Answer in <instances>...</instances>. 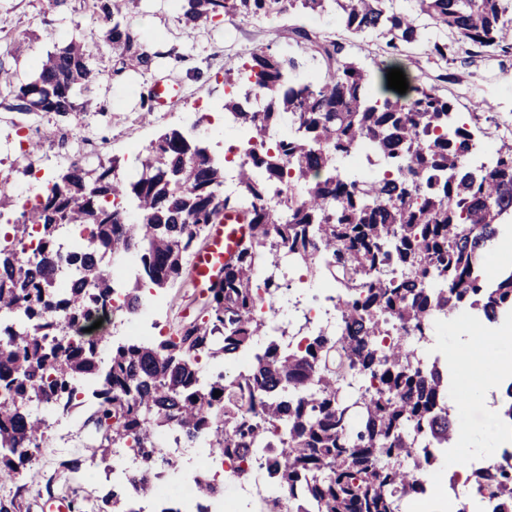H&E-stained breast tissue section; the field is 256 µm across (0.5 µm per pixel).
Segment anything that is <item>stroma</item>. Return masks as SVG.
<instances>
[{"instance_id":"stroma-1","label":"stroma","mask_w":512,"mask_h":512,"mask_svg":"<svg viewBox=\"0 0 512 512\" xmlns=\"http://www.w3.org/2000/svg\"><path fill=\"white\" fill-rule=\"evenodd\" d=\"M131 20L136 29L157 35L169 56L144 74L120 68L109 48L96 51L98 78L89 94L101 104V111L64 117L27 115L0 104V172L10 176L13 199L0 208L1 243L14 236L20 217L17 198L28 189L39 191L42 183L72 160L81 158L95 165L115 159L128 175L138 166V153L161 130L170 128L194 133L216 160H223L224 72L241 66L259 48L301 55V48L288 40V29L303 26L326 32L347 44L351 60L367 67L386 49L384 37L351 35L336 17L327 14L296 12L274 21L227 16L192 28L182 21L172 0H144ZM97 26L84 0H9L0 9V46L17 40L23 50L0 55V69L16 80H27L72 34H86ZM392 63L423 82H434L444 68L462 75V82L440 85L441 92L454 101L458 116L472 120L474 101H484V115L476 121L484 144L495 147L506 137L504 123L512 121L511 56L481 55L466 61L452 54L443 68L427 57L424 41H420L403 46ZM158 80L175 84L176 97L163 110L149 112L145 104ZM47 129L52 130V137H44ZM144 295L153 305L144 333L157 341L168 336L179 321L197 315L201 307L198 292L191 288H153ZM87 415L84 405L72 410L56 437L43 448L32 476L0 483V504L9 512H43L45 501L52 497L87 505L103 494L112 482L110 472L98 471L95 479L78 483L63 466L65 460L88 454L87 431L82 427Z\"/></svg>"}]
</instances>
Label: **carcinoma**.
I'll use <instances>...</instances> for the list:
<instances>
[{"mask_svg": "<svg viewBox=\"0 0 512 512\" xmlns=\"http://www.w3.org/2000/svg\"><path fill=\"white\" fill-rule=\"evenodd\" d=\"M100 27L75 35L48 55L38 75L14 82L0 71V94L15 112H99L91 97L92 49L104 45L143 73L163 54L135 30L128 14L141 0H88ZM182 18L199 25L220 16L278 19L291 11L337 14L355 36L378 33L386 54L424 39V17L448 31L428 55L448 60L512 51V0H178ZM288 38L324 69L297 77L301 62L259 49L243 64L248 84L224 98L240 138L267 134L237 162L236 190L224 192V164L200 139L179 129L161 133L138 158L131 176L119 161L87 169L61 168L21 206L17 243L0 246V480L28 473L48 440L51 419L91 391L92 452L62 466L86 481L112 468L117 448H131L140 468L96 500V512H143L142 500L168 505L151 472L173 467L170 437L182 448L201 439L226 458L244 457L280 433L287 452L262 466L288 491V512H399L436 463L424 441L447 444L453 424L448 384L415 353L430 322L470 308L489 322L512 312V267L487 283L485 265L501 247L498 226L512 219V142L493 159L471 165L474 130L459 121L435 84L409 85L391 99L371 70L390 66L350 60L344 43L318 30L291 28ZM381 167L352 165L358 148ZM228 209L247 214L249 240L222 284L210 290L204 315L158 342L109 344L114 266L131 258L135 284L127 308L143 304L140 290L190 287L195 242ZM38 229L39 242L25 240ZM335 288L344 322L339 334L308 336L304 350L269 336L255 310L259 272L283 250ZM102 326L88 332L97 320ZM396 326L386 346L376 338ZM264 342L254 363L228 377L200 371ZM219 390L222 395L214 396ZM476 474L479 495L493 512H512V464L497 461ZM221 487L203 476L197 500Z\"/></svg>", "mask_w": 512, "mask_h": 512, "instance_id": "obj_1", "label": "carcinoma"}]
</instances>
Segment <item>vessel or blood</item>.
Listing matches in <instances>:
<instances>
[{"label":"vessel or blood","mask_w":512,"mask_h":512,"mask_svg":"<svg viewBox=\"0 0 512 512\" xmlns=\"http://www.w3.org/2000/svg\"><path fill=\"white\" fill-rule=\"evenodd\" d=\"M250 233L246 216L238 211H228L221 223L210 225L208 245L195 255L191 268L201 291L217 287L225 266L233 264L241 245Z\"/></svg>","instance_id":"b4317fda"}]
</instances>
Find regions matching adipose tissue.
<instances>
[{"instance_id":"ef3b65f1","label":"adipose tissue","mask_w":512,"mask_h":512,"mask_svg":"<svg viewBox=\"0 0 512 512\" xmlns=\"http://www.w3.org/2000/svg\"><path fill=\"white\" fill-rule=\"evenodd\" d=\"M452 358L461 369V378L448 405L451 415L463 417L464 422L453 432L456 446L451 461L462 471L473 457L492 450L490 443L475 439L470 417L473 412L484 411V389L512 378V329L495 336L479 328L469 330L460 337Z\"/></svg>"}]
</instances>
